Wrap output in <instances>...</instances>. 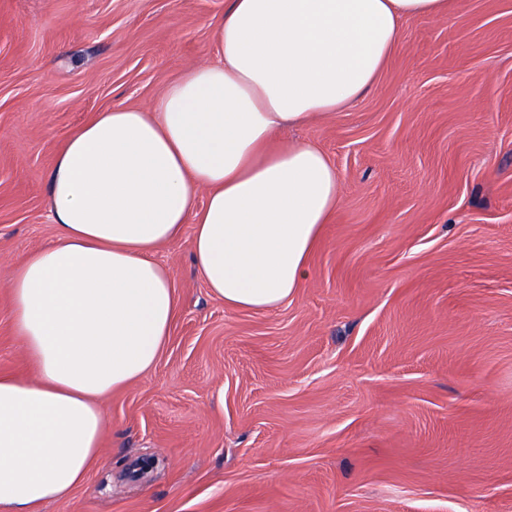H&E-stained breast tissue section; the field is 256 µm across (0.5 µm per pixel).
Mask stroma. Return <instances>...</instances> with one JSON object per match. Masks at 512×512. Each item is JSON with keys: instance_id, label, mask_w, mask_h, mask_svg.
<instances>
[{"instance_id": "1", "label": "stroma", "mask_w": 512, "mask_h": 512, "mask_svg": "<svg viewBox=\"0 0 512 512\" xmlns=\"http://www.w3.org/2000/svg\"><path fill=\"white\" fill-rule=\"evenodd\" d=\"M225 2L0 0V373L30 372L7 281L56 234L58 148L213 63ZM283 138L317 143L343 196L302 288L229 309L191 231L161 248L167 345L42 512H512V0L406 21L356 105Z\"/></svg>"}]
</instances>
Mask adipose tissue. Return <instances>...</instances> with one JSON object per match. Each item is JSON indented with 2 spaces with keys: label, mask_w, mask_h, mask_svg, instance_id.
Returning <instances> with one entry per match:
<instances>
[{
  "label": "adipose tissue",
  "mask_w": 512,
  "mask_h": 512,
  "mask_svg": "<svg viewBox=\"0 0 512 512\" xmlns=\"http://www.w3.org/2000/svg\"><path fill=\"white\" fill-rule=\"evenodd\" d=\"M449 3L228 0L216 62L177 76L151 111L112 108L72 131L48 178L56 235L9 278L32 372L0 374V512L67 499L98 464L103 398L146 375L170 336L178 298L155 253L185 225L226 307L296 295L343 198L324 152L283 130L354 106L404 21Z\"/></svg>",
  "instance_id": "ef3b65f1"
}]
</instances>
